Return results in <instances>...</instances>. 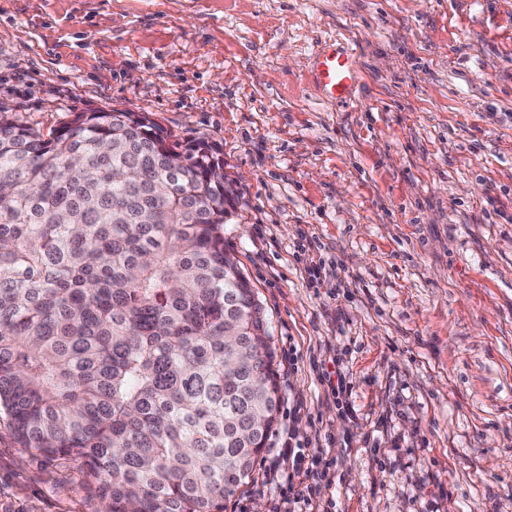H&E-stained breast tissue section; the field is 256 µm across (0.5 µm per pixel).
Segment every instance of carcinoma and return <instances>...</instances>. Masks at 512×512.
Here are the masks:
<instances>
[{
	"label": "carcinoma",
	"mask_w": 512,
	"mask_h": 512,
	"mask_svg": "<svg viewBox=\"0 0 512 512\" xmlns=\"http://www.w3.org/2000/svg\"><path fill=\"white\" fill-rule=\"evenodd\" d=\"M167 140L139 112L46 137L0 110V411L81 459L105 512H224L277 422L224 159Z\"/></svg>",
	"instance_id": "carcinoma-1"
}]
</instances>
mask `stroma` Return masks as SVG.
Segmentation results:
<instances>
[{
	"label": "stroma",
	"mask_w": 512,
	"mask_h": 512,
	"mask_svg": "<svg viewBox=\"0 0 512 512\" xmlns=\"http://www.w3.org/2000/svg\"><path fill=\"white\" fill-rule=\"evenodd\" d=\"M327 43L358 62L350 104L312 82ZM0 107L46 134L144 112L223 157L276 354L266 446L311 413L322 512H512V0H0ZM290 472L255 466L225 512H287ZM103 505L0 413V512ZM331 363V365H328ZM318 380L324 386L328 399L338 408H348L347 398L343 401L346 395L347 382L346 374L342 363L336 358H328L321 363V371L318 368Z\"/></svg>",
	"instance_id": "obj_1"
}]
</instances>
